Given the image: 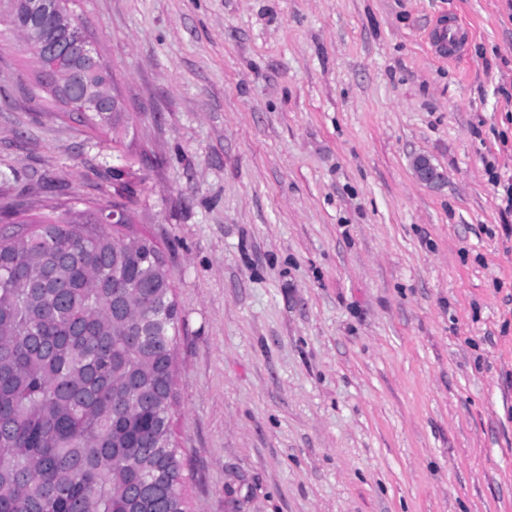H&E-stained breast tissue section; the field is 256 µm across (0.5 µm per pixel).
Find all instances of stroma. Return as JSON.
Listing matches in <instances>:
<instances>
[{
	"label": "stroma",
	"instance_id": "stroma-1",
	"mask_svg": "<svg viewBox=\"0 0 512 512\" xmlns=\"http://www.w3.org/2000/svg\"><path fill=\"white\" fill-rule=\"evenodd\" d=\"M76 3L124 148L0 35V232L120 203L157 243L188 512H512V0ZM427 40L431 51L441 61L448 60L453 62L463 55L461 51L465 42V35L459 29L434 27L428 32ZM435 40L440 44L442 49H437Z\"/></svg>",
	"mask_w": 512,
	"mask_h": 512
}]
</instances>
